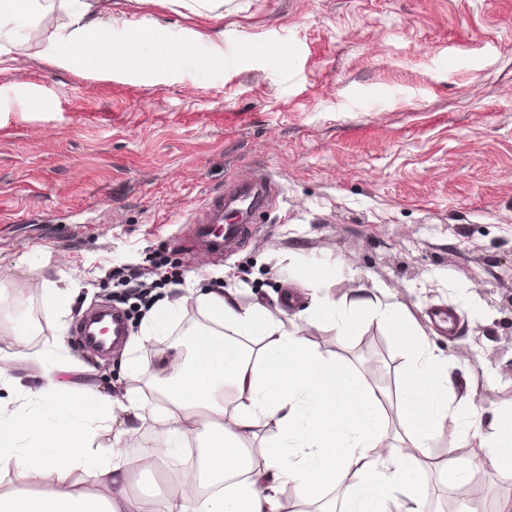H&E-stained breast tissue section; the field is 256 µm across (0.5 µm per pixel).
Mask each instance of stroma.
<instances>
[{
    "mask_svg": "<svg viewBox=\"0 0 512 512\" xmlns=\"http://www.w3.org/2000/svg\"><path fill=\"white\" fill-rule=\"evenodd\" d=\"M127 16L178 22L189 36L224 29L232 66L203 64L204 43L159 70L133 59L158 44L126 45L110 75L13 49L0 64V403L39 389L58 342L81 362L66 378L119 402L99 447L155 441L157 429L124 401L146 379L126 359L158 368L159 355L205 319L186 298L173 329L108 355L79 334L91 310L118 308L138 335L146 301L204 278L295 315L311 305L312 272H332L335 300L396 289L431 347L451 357L472 403L492 419L512 407V0H224L217 21L171 0H122ZM278 45L270 67L259 51ZM272 190L263 212L213 252L197 229L212 198L239 180ZM295 262H287L288 251ZM142 273L149 299L117 287L115 269ZM72 288L67 332L41 284ZM308 343L355 370L379 365L398 391L404 353L387 329L362 323L344 335L298 321ZM474 457L466 481L432 467L417 490L428 512L512 501V481L467 442L437 439Z\"/></svg>",
    "mask_w": 512,
    "mask_h": 512,
    "instance_id": "1",
    "label": "stroma"
}]
</instances>
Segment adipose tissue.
<instances>
[{"label": "adipose tissue", "instance_id": "obj_1", "mask_svg": "<svg viewBox=\"0 0 512 512\" xmlns=\"http://www.w3.org/2000/svg\"><path fill=\"white\" fill-rule=\"evenodd\" d=\"M100 0H0V63L40 15L60 23L44 29L32 56L55 52L58 61L78 56L108 74L115 45L112 14ZM135 42L159 40L177 53L189 51L184 28L156 18L123 19ZM320 294L302 311L308 322H327L343 334L363 319L385 325L406 352L398 420L385 414L386 394L340 356L310 346L298 330L262 304L242 307L237 293L193 283L189 292L210 325L187 347L170 346L161 360L164 379L154 386L165 398L158 408L144 393L127 401L139 420L169 427L181 446L202 443L195 470L177 468L167 440L145 456L122 448L100 449L94 439L112 421L114 403L92 389L76 391L61 379L72 357L58 344L56 371L11 409H0V471L19 484L0 494V512H279L280 492L292 487L306 512L324 488H341L340 512H424L416 479L433 441L470 439L493 457L502 478L512 479V410L483 422L472 408L469 384L454 381L448 360L403 315L396 292L333 301L323 295L329 270L311 261ZM238 396L233 412L224 390ZM274 426L261 439L260 429ZM170 471L174 486L160 501L133 492V468ZM54 476L53 486L32 484Z\"/></svg>", "mask_w": 512, "mask_h": 512}]
</instances>
